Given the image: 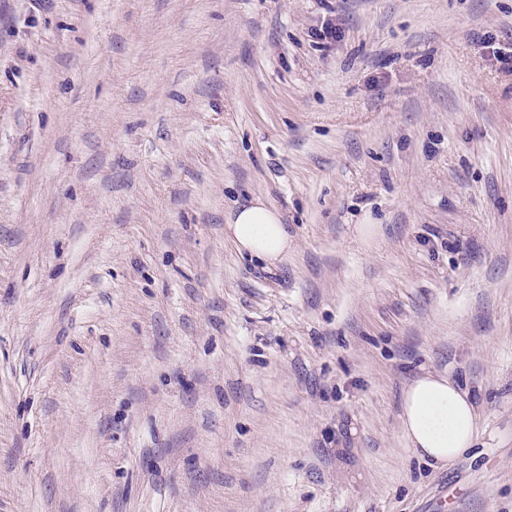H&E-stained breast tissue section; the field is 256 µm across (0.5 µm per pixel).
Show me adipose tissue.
Segmentation results:
<instances>
[{
  "instance_id": "1",
  "label": "adipose tissue",
  "mask_w": 512,
  "mask_h": 512,
  "mask_svg": "<svg viewBox=\"0 0 512 512\" xmlns=\"http://www.w3.org/2000/svg\"><path fill=\"white\" fill-rule=\"evenodd\" d=\"M224 233L241 255L269 266L288 256L282 217L262 201L239 208ZM478 420L473 396L446 376L424 372L403 392V432L417 455L435 466H447L471 448Z\"/></svg>"
}]
</instances>
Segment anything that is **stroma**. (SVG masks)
I'll return each instance as SVG.
<instances>
[{"label":"stroma","instance_id":"35a3bbf8","mask_svg":"<svg viewBox=\"0 0 512 512\" xmlns=\"http://www.w3.org/2000/svg\"><path fill=\"white\" fill-rule=\"evenodd\" d=\"M511 43L512 0H0V512H512ZM426 370L479 409L443 468ZM224 233L249 259L277 267L288 256V231L281 214L260 200L239 208ZM401 425L421 458L445 467L473 445L479 413L471 394L448 377L425 371L403 391Z\"/></svg>","mask_w":512,"mask_h":512}]
</instances>
